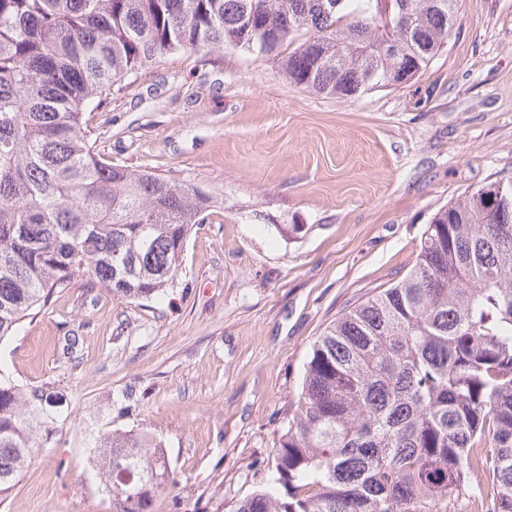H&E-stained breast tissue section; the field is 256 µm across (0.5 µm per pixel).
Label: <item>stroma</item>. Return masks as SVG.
<instances>
[{
  "label": "stroma",
  "mask_w": 512,
  "mask_h": 512,
  "mask_svg": "<svg viewBox=\"0 0 512 512\" xmlns=\"http://www.w3.org/2000/svg\"><path fill=\"white\" fill-rule=\"evenodd\" d=\"M83 120L112 164L223 202L158 296L82 280L0 344V366L72 413L0 512H112L101 428L164 441L174 481L153 512H229L267 475L311 343L407 274L448 202L512 176V0H460L447 46L396 88L336 100L243 51L175 54Z\"/></svg>",
  "instance_id": "35a3bbf8"
}]
</instances>
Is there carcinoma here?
<instances>
[{"label":"carcinoma","instance_id":"obj_1","mask_svg":"<svg viewBox=\"0 0 512 512\" xmlns=\"http://www.w3.org/2000/svg\"><path fill=\"white\" fill-rule=\"evenodd\" d=\"M459 0H0V341L80 277L148 299L177 276L217 203L190 181L105 161L82 113L124 75L224 48L277 62L336 99L412 80L444 47ZM435 214L400 282L351 306L311 345L263 486L232 512H448L493 490L512 512V178ZM62 413L48 385L0 368V495ZM113 512H153L162 440L98 435Z\"/></svg>","mask_w":512,"mask_h":512}]
</instances>
